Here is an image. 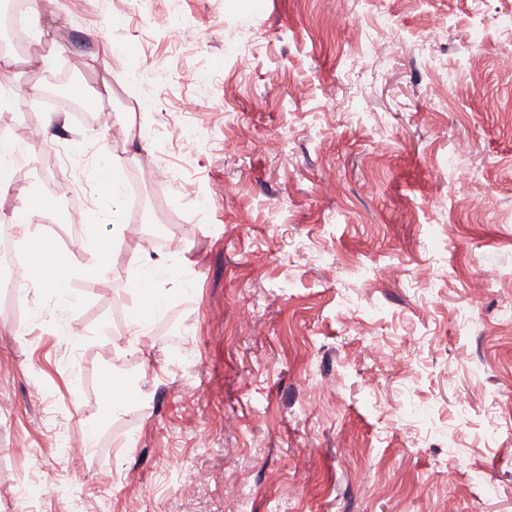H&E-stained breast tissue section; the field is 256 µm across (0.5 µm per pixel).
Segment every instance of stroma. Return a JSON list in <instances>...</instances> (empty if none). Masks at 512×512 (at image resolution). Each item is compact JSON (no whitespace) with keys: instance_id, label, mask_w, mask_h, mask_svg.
<instances>
[{"instance_id":"obj_1","label":"stroma","mask_w":512,"mask_h":512,"mask_svg":"<svg viewBox=\"0 0 512 512\" xmlns=\"http://www.w3.org/2000/svg\"><path fill=\"white\" fill-rule=\"evenodd\" d=\"M503 3L57 0L35 18L61 49L7 81L21 111L74 64L68 93L101 121L45 143L83 156L89 210L103 161L125 184L157 158L180 179L124 211L114 252L66 245L70 310L0 291V503L28 480L61 493L25 512H512ZM161 10L192 49L145 25ZM131 121L140 138L108 143ZM26 166L27 195L64 214L42 155ZM159 237L190 249L194 291L131 350L127 287ZM61 318L90 332L81 351ZM82 418L104 426L73 475L56 433Z\"/></svg>"}]
</instances>
